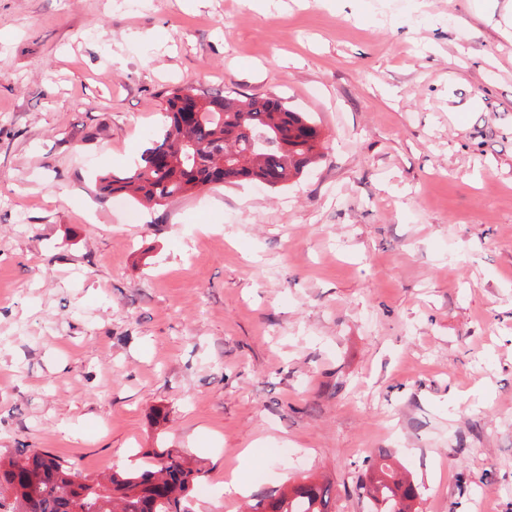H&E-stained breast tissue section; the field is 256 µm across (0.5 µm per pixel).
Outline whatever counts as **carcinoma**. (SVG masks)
Masks as SVG:
<instances>
[{
  "instance_id": "cac0c4a2",
  "label": "carcinoma",
  "mask_w": 512,
  "mask_h": 512,
  "mask_svg": "<svg viewBox=\"0 0 512 512\" xmlns=\"http://www.w3.org/2000/svg\"><path fill=\"white\" fill-rule=\"evenodd\" d=\"M166 117L165 132L133 171L101 177L102 194L164 206L216 183L248 180L282 188L320 155L313 120L273 98L177 86L166 91ZM176 144L180 151L168 155ZM200 478L183 457L165 451L145 454L139 468L88 478L36 449L20 459H0V512H192ZM355 493L370 501L372 512H413L419 487L381 455L356 482ZM331 500L330 484L304 476L255 500L246 512H329Z\"/></svg>"
}]
</instances>
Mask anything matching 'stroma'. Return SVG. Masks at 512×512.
I'll return each mask as SVG.
<instances>
[{"label": "stroma", "mask_w": 512, "mask_h": 512, "mask_svg": "<svg viewBox=\"0 0 512 512\" xmlns=\"http://www.w3.org/2000/svg\"><path fill=\"white\" fill-rule=\"evenodd\" d=\"M512 0H0V456L170 451L197 512L392 456L512 512ZM322 134L285 188L100 195L173 85ZM258 452L248 496L224 484Z\"/></svg>", "instance_id": "1"}]
</instances>
